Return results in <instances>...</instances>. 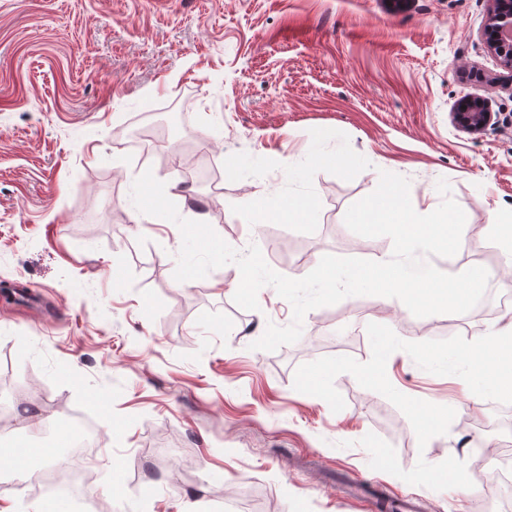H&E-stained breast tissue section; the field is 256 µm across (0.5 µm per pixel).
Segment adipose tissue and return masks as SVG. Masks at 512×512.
Instances as JSON below:
<instances>
[{
  "label": "adipose tissue",
  "mask_w": 512,
  "mask_h": 512,
  "mask_svg": "<svg viewBox=\"0 0 512 512\" xmlns=\"http://www.w3.org/2000/svg\"><path fill=\"white\" fill-rule=\"evenodd\" d=\"M433 362L447 364L465 393L512 395V319L498 324L489 339H476L457 349L454 357L432 354Z\"/></svg>",
  "instance_id": "ef3b65f1"
}]
</instances>
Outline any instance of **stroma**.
Here are the masks:
<instances>
[{"label":"stroma","mask_w":512,"mask_h":512,"mask_svg":"<svg viewBox=\"0 0 512 512\" xmlns=\"http://www.w3.org/2000/svg\"><path fill=\"white\" fill-rule=\"evenodd\" d=\"M489 0H0V445L36 437L35 411L84 415L103 432L89 470L100 512H365L337 475L375 479L418 512H479L496 494L484 447L512 448V396L466 395L403 351L386 373L405 395L453 407L447 434L419 447L407 417L347 373L332 412L296 391L297 368L324 356L368 361L367 324L406 341L473 339L512 316V300L468 313L414 316L398 299L349 297L308 312L302 335L252 349L292 307L270 286L256 310L233 302L240 271L173 277L179 228L147 222L131 198L152 170L180 216L231 247L257 245L290 278L322 256L379 260L389 237L348 229L347 209L380 171L407 177L416 212L434 211L446 179L467 205L457 274L502 270L512 239V92L495 77L482 29ZM495 114L481 134L455 128L466 98ZM186 121L145 146L131 134L153 111ZM302 199L301 215L284 211ZM403 469L464 461L468 498L369 466L367 434ZM224 481H217L216 473ZM41 496L0 470V512Z\"/></svg>","instance_id":"1"}]
</instances>
